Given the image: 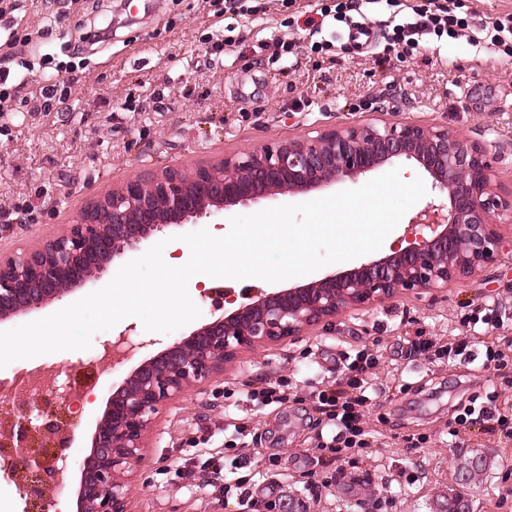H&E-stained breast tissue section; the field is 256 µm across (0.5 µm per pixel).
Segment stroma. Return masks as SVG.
Returning <instances> with one entry per match:
<instances>
[{
  "label": "stroma",
  "instance_id": "35a3bbf8",
  "mask_svg": "<svg viewBox=\"0 0 512 512\" xmlns=\"http://www.w3.org/2000/svg\"><path fill=\"white\" fill-rule=\"evenodd\" d=\"M471 36L397 47L378 68L330 22L317 52L304 31L284 27L294 9L268 0L266 11L240 16L224 0H149L128 14L123 0H18L12 34L0 41V65L27 61L25 81L12 89L13 109L0 114V253L9 255L53 235L105 189L127 177L166 167H193L251 146L286 141L312 131L367 122L376 112L400 120L465 130L485 153L502 192L512 191V43L483 47L475 33L512 14V0H464ZM112 17L108 42L82 44L90 23ZM295 41L291 56L273 59L276 38ZM62 87L48 111L34 108L46 84ZM264 280L189 282L202 318L228 296L269 290ZM502 326L490 330L512 346V251L473 276L434 294L408 292L373 308L342 316L335 325L262 348L225 368L200 390H190L159 415L149 446L129 476L130 512H267V485L278 474L307 512H436L454 485V464L480 451L491 465L471 489L474 512H512V445L484 434L478 421L460 424L474 400L499 391L512 399L504 376L484 369V347L467 359L434 360L415 352L418 335L478 336L485 307ZM365 352L372 400L366 413L371 455L337 473L322 466L317 438L322 415L310 393L339 377L345 361ZM88 351H61L17 360L2 377H24L52 365L77 381L88 399L105 403L111 376L90 365ZM277 378L288 401L249 408L248 390ZM249 411L247 448L224 446V415ZM422 439L419 448L411 447ZM224 452L246 456L252 506L224 497L214 469L181 471L184 460Z\"/></svg>",
  "mask_w": 512,
  "mask_h": 512
}]
</instances>
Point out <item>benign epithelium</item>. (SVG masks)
I'll use <instances>...</instances> for the list:
<instances>
[{
    "instance_id": "1",
    "label": "benign epithelium",
    "mask_w": 512,
    "mask_h": 512,
    "mask_svg": "<svg viewBox=\"0 0 512 512\" xmlns=\"http://www.w3.org/2000/svg\"><path fill=\"white\" fill-rule=\"evenodd\" d=\"M415 161L431 179V200L412 217L429 233L391 253L310 282L249 297L142 360L107 399L78 477L76 512H129L126 476L141 462L165 407L224 366L264 346L299 336L351 309L372 308L401 291L430 293L493 264L512 238V197L498 194L484 154L458 131L378 118L335 126L287 143L246 148L185 172L133 175L105 190L38 246L0 256V328L37 313L98 278L115 259L171 226H193L238 205L306 198L398 159ZM75 414L49 393L20 400L0 431V469L19 491L44 499L46 478L67 467L59 449L74 440ZM9 452H3V449ZM466 477L455 473L456 512H472Z\"/></svg>"
}]
</instances>
